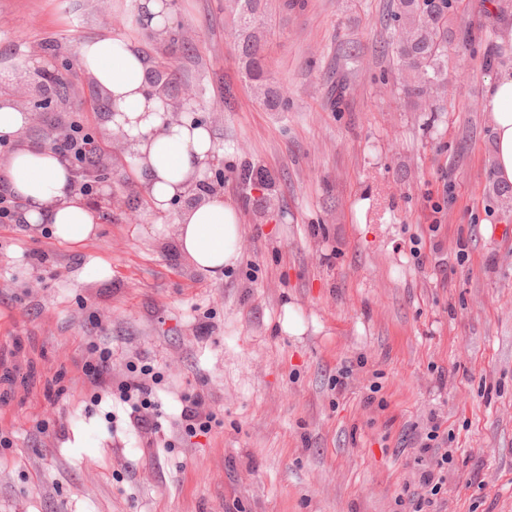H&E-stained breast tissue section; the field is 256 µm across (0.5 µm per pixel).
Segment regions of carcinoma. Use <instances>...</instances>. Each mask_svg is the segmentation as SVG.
Masks as SVG:
<instances>
[{
	"label": "carcinoma",
	"instance_id": "cac0c4a2",
	"mask_svg": "<svg viewBox=\"0 0 512 512\" xmlns=\"http://www.w3.org/2000/svg\"><path fill=\"white\" fill-rule=\"evenodd\" d=\"M260 0H225V7L235 12L240 26L241 59L256 96L268 107L288 109V91L273 88L264 75L258 43L263 26ZM448 0H395L393 19L397 22L394 50L403 75L402 90L416 107L430 103L443 92L447 81ZM150 87L177 112L184 92L172 90V81L161 65L149 73ZM246 186L269 185L264 170L247 167L240 174Z\"/></svg>",
	"mask_w": 512,
	"mask_h": 512
}]
</instances>
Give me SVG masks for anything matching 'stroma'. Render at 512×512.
I'll return each instance as SVG.
<instances>
[{
	"label": "stroma",
	"instance_id": "35a3bbf8",
	"mask_svg": "<svg viewBox=\"0 0 512 512\" xmlns=\"http://www.w3.org/2000/svg\"><path fill=\"white\" fill-rule=\"evenodd\" d=\"M173 3L175 43L138 23V0H0V94L32 113L23 138L77 120L101 164L95 237L0 224V512H412L443 455L426 512H512V205L483 109L512 70V19L450 0L447 93L422 112L393 64V0H262L260 54L289 92L272 112L224 0ZM119 34L172 58L212 132L204 183L240 224L220 278L181 255L101 129L76 48ZM39 68L58 76L48 107ZM251 163L273 176L272 210L239 180ZM141 378L148 430L120 399ZM196 400L211 422L191 437ZM443 478L439 477L435 481V475L433 471H426L424 475L422 476V479L420 481V492H414L412 494V499L416 500V508L419 510H416L415 512H422L423 506L425 504H430L431 499L428 497V495H436L438 492V489L440 488L439 483H443Z\"/></svg>",
	"mask_w": 512,
	"mask_h": 512
}]
</instances>
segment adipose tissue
Instances as JSON below:
<instances>
[{
	"label": "adipose tissue",
	"instance_id": "adipose-tissue-1",
	"mask_svg": "<svg viewBox=\"0 0 512 512\" xmlns=\"http://www.w3.org/2000/svg\"><path fill=\"white\" fill-rule=\"evenodd\" d=\"M80 65L106 96L110 131L123 133L142 179L149 208L175 212L173 234L179 252L200 272L221 276L240 258L236 207L223 195L201 194L187 201L203 178L214 144L211 131L190 113L171 121L147 81L148 65L129 41L105 36L81 41ZM491 121L493 166L499 182L512 184V72L499 75L485 101ZM31 115L8 97L0 98V140L13 146L0 161V185L21 203L19 218L32 230L48 229L61 242L81 243L96 235L99 212L75 188L69 166L51 147L22 140Z\"/></svg>",
	"mask_w": 512,
	"mask_h": 512
}]
</instances>
